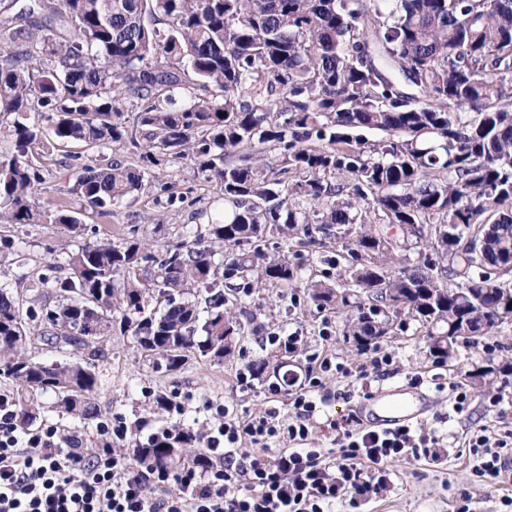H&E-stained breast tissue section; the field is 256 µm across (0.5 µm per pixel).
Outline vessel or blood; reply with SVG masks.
<instances>
[{"mask_svg":"<svg viewBox=\"0 0 512 512\" xmlns=\"http://www.w3.org/2000/svg\"><path fill=\"white\" fill-rule=\"evenodd\" d=\"M427 396L418 389L401 385L370 393L364 402L366 426L387 430L420 419L427 411Z\"/></svg>","mask_w":512,"mask_h":512,"instance_id":"vessel-or-blood-1","label":"vessel or blood"}]
</instances>
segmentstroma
I'll return each mask as SVG.
<instances>
[{
    "mask_svg": "<svg viewBox=\"0 0 512 512\" xmlns=\"http://www.w3.org/2000/svg\"><path fill=\"white\" fill-rule=\"evenodd\" d=\"M32 159L43 179L42 189L32 199L36 210L49 212L62 207L80 213L83 226L77 233L47 223L8 228L14 245L0 251V283L9 284L11 292L27 306L32 305L33 294L20 283V275L42 273L48 264L65 263L69 253L85 242L99 238L117 242L130 236L156 252L224 218V197L218 186L188 163L156 171L144 189L114 206L111 216L98 217L82 212L79 198L70 191L81 171V160L67 157L48 144L34 149ZM246 307L257 315L259 335L241 337L233 354L222 362L191 356L174 373L142 355L134 336L113 332L104 345V355L93 359L84 352L77 356L78 361L90 364L101 382L93 399L94 417L71 420L54 395L38 394L34 400L40 407V424L80 432L88 447L96 448L101 442L100 423L116 414L131 423L143 422L144 430L138 435L142 441L149 433L171 425L169 413L157 408L154 401L161 394L178 396L187 403L184 425L196 433L203 430L206 402L223 403L241 417L258 412L264 406L265 388L275 380L273 372H266L249 389L238 385L236 373L248 361L273 363L280 358L277 348L262 345L259 336L263 333L286 331L300 336L293 365L300 375L312 366L313 355L324 349L351 365L365 359L346 343L341 315L317 310L302 289H256L247 297ZM325 329L331 334L326 343L320 340ZM375 346L392 354V371L366 387H352L351 398L336 400L330 415L340 419L356 414L368 393L409 384L411 375L417 373L422 377V388L432 395L421 425L435 430L443 446L436 460L408 457L393 462L390 491L373 497L359 512H512L504 503L505 498L512 497V483L503 478L495 482L478 478L477 458L469 449L471 437L481 427L512 423V380L471 390L468 403L458 413L452 409L448 388L449 383L464 381L468 371L499 366L503 356L512 353V325L497 328L477 343L459 345L453 358L444 362L430 355L426 331L414 321L400 335L379 339ZM494 395L501 396L502 401L492 409L488 399Z\"/></svg>",
    "mask_w": 512,
    "mask_h": 512,
    "instance_id": "obj_1",
    "label": "stroma"
}]
</instances>
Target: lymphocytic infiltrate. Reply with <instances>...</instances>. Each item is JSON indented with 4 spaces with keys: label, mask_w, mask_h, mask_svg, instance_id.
Returning a JSON list of instances; mask_svg holds the SVG:
<instances>
[{
    "label": "lymphocytic infiltrate",
    "mask_w": 512,
    "mask_h": 512,
    "mask_svg": "<svg viewBox=\"0 0 512 512\" xmlns=\"http://www.w3.org/2000/svg\"><path fill=\"white\" fill-rule=\"evenodd\" d=\"M393 364L388 353L356 366L326 355L304 376L269 384L262 412L242 418L208 403L203 456L180 472L176 493L111 442L90 451L81 434L19 426L14 399L1 394L0 512H331L339 501L355 512L389 489L390 463L439 456L435 432L374 431L327 413L336 395L326 374L363 384ZM470 448L483 457L478 474L497 479L512 459V427L482 428Z\"/></svg>",
    "instance_id": "obj_1"
}]
</instances>
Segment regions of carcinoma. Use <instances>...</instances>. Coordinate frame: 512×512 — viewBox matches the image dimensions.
<instances>
[{
  "instance_id": "1",
  "label": "carcinoma",
  "mask_w": 512,
  "mask_h": 512,
  "mask_svg": "<svg viewBox=\"0 0 512 512\" xmlns=\"http://www.w3.org/2000/svg\"><path fill=\"white\" fill-rule=\"evenodd\" d=\"M176 90L186 103L172 109ZM4 127L16 152L0 155L1 224L39 222L29 150L45 139L110 149L147 130L139 165L82 166L72 193L100 215L175 163L224 194V222L161 254L135 239L81 245L67 273L27 283L53 305L25 309L0 285L7 376L74 419L92 414L98 377L27 357L31 336L95 356L117 329L175 371L190 352L230 354L245 331L236 308L267 287L354 311L343 336L360 352L414 320L448 359L512 324V0H58L41 22L0 17ZM261 149L276 164H256ZM46 218L83 225L63 210ZM275 238L340 245L326 259L336 275L301 281L298 253L265 251ZM192 286L201 299L186 297ZM150 298L160 311L133 318ZM199 444L178 428L132 453L166 475L197 462Z\"/></svg>"
}]
</instances>
